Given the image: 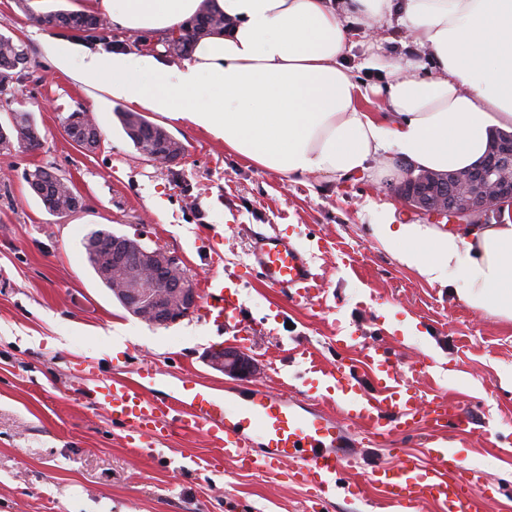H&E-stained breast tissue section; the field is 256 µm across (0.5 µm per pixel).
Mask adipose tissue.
<instances>
[{"instance_id": "obj_1", "label": "adipose tissue", "mask_w": 512, "mask_h": 512, "mask_svg": "<svg viewBox=\"0 0 512 512\" xmlns=\"http://www.w3.org/2000/svg\"><path fill=\"white\" fill-rule=\"evenodd\" d=\"M201 0H88L117 28L165 36ZM215 0L231 27L199 40L190 57L167 64L134 52L53 47L55 67L87 88L165 113L222 140L227 152L292 178L342 181L392 160L455 171L474 165L493 130H512V0ZM348 13L371 31L392 18L428 53L386 63L383 84L354 80L342 58ZM386 110L366 112L368 95ZM373 234L429 283L447 284L463 267L460 298L512 319V217L449 233L402 224L383 206Z\"/></svg>"}]
</instances>
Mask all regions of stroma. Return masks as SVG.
<instances>
[{"label": "stroma", "mask_w": 512, "mask_h": 512, "mask_svg": "<svg viewBox=\"0 0 512 512\" xmlns=\"http://www.w3.org/2000/svg\"><path fill=\"white\" fill-rule=\"evenodd\" d=\"M77 2L0 0V32L20 37L31 58L11 96L33 112L42 138L37 151L0 152V512H397L374 489L361 497L348 490L372 468L396 464L387 448L363 443L357 466L342 473V488L321 508L294 480L296 459L274 473L209 467L211 442L196 430L138 450L80 392L92 378L131 377L148 362L159 369L151 391L160 397L176 394L188 373L219 393L266 387L294 396L310 381V362L329 371L368 348L402 366L424 361L419 392L443 390L450 405L468 408V427L449 432L448 445L493 486L487 512H512V321L465 304L457 294L462 271H451L448 285L428 283L373 238L382 203L395 205L398 221L418 219L398 194L402 176L293 181L154 111L147 119L186 152L172 165L148 160L123 133L116 100L59 73L45 50L65 42L125 52L133 47L127 32L112 26L105 40L88 41L30 18ZM424 55L399 22L376 32L354 23L344 62L370 86L386 62ZM81 107L102 132L92 154L62 126ZM38 166L72 175L80 212L62 219L45 209L24 179ZM141 227L181 258L194 281L217 272L239 283L247 336L225 335L198 310L157 327L122 307L89 266L83 243L99 228L131 237ZM274 233L307 251L325 285L320 304L290 302L251 270L255 236ZM406 322L415 326L408 336L400 329ZM116 324L126 335L119 349L105 339ZM338 334L351 337L350 347L335 345ZM229 344L258 362L259 375L234 379L204 363L206 350Z\"/></svg>", "instance_id": "35a3bbf8"}]
</instances>
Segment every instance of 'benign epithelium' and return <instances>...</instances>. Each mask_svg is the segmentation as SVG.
<instances>
[{
  "mask_svg": "<svg viewBox=\"0 0 512 512\" xmlns=\"http://www.w3.org/2000/svg\"><path fill=\"white\" fill-rule=\"evenodd\" d=\"M64 130L82 151L93 152L91 136L67 125ZM400 192L416 213L430 220L445 218L456 230L501 217L505 209L512 210V132L495 134L481 161L470 168L448 174L409 173ZM145 238L144 233L112 237V266L131 272L125 285L112 289V294L144 322L168 326L190 316L199 295L189 276H172V270L181 266L179 256ZM204 361L236 379L251 378L259 371L253 357L229 345L210 348Z\"/></svg>",
  "mask_w": 512,
  "mask_h": 512,
  "instance_id": "1",
  "label": "benign epithelium"
}]
</instances>
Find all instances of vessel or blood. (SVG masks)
Masks as SVG:
<instances>
[{
    "instance_id": "b4317fda",
    "label": "vessel or blood",
    "mask_w": 512,
    "mask_h": 512,
    "mask_svg": "<svg viewBox=\"0 0 512 512\" xmlns=\"http://www.w3.org/2000/svg\"><path fill=\"white\" fill-rule=\"evenodd\" d=\"M251 257L265 287L278 289L297 303L320 300L324 285L312 269L303 248L281 234L255 238ZM204 310L225 331L244 328V307L237 282L210 276L202 285ZM371 391H364L355 369L325 371L317 387L334 392L340 417H332L318 397L282 398L260 388L217 394L185 377L178 395L161 398L149 386L158 370L142 365L136 377L98 378L85 386L89 404L103 408L113 421L129 431L130 440L155 448L183 429L201 430L218 457L240 470L280 469L285 460L301 458L297 476L313 487L319 502H329L336 477L353 462L352 450L360 438L375 446L426 432L422 456L404 455L393 466L373 469L369 481L400 512H421L424 504L441 512H485L491 488L478 470L442 442L448 429H464L469 421L464 408L449 409L443 396L426 399L412 381L423 365L399 366L376 349L365 355Z\"/></svg>"
}]
</instances>
